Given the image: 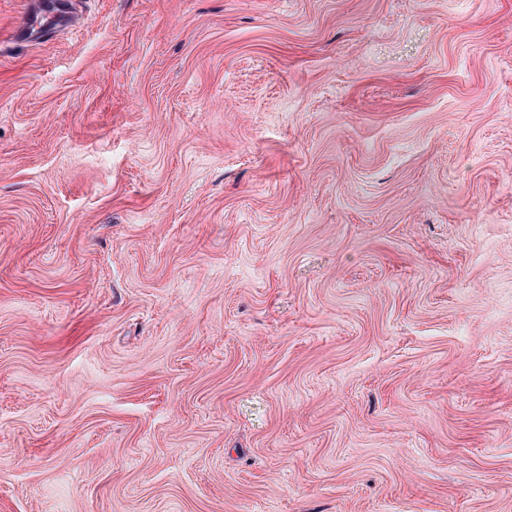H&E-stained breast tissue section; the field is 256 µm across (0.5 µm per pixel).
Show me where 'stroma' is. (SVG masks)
I'll return each mask as SVG.
<instances>
[{"instance_id":"stroma-1","label":"stroma","mask_w":512,"mask_h":512,"mask_svg":"<svg viewBox=\"0 0 512 512\" xmlns=\"http://www.w3.org/2000/svg\"><path fill=\"white\" fill-rule=\"evenodd\" d=\"M0 0V512H512V0Z\"/></svg>"}]
</instances>
